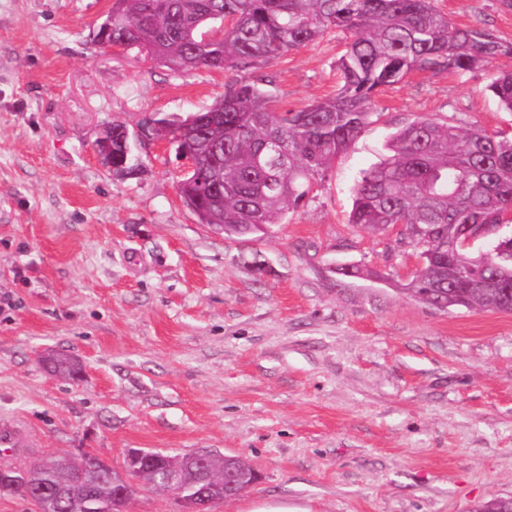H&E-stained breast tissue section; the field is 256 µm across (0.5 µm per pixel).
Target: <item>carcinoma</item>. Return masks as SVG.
I'll list each match as a JSON object with an SVG mask.
<instances>
[{
	"instance_id": "obj_1",
	"label": "carcinoma",
	"mask_w": 512,
	"mask_h": 512,
	"mask_svg": "<svg viewBox=\"0 0 512 512\" xmlns=\"http://www.w3.org/2000/svg\"><path fill=\"white\" fill-rule=\"evenodd\" d=\"M224 23L220 37L208 26ZM346 35L336 61V94L300 109L278 111L255 83L231 81L190 126L156 130L188 155L200 174L221 190L201 196L178 180L181 202L202 224L224 227L229 237L256 236L280 224L290 206L302 202L369 122L372 98L381 88L412 73H463L484 61L512 57V42L482 28L458 25L433 0H115L112 39L138 49L175 70H233L269 64L331 30ZM502 109L512 112V70L488 85ZM114 121L101 137L112 142V164L140 167L124 151ZM388 154L364 172L354 190L349 223L371 230L400 227V239L420 250L421 269L404 290L433 307L452 305L512 313V238L490 254L481 274L492 288L461 285L460 263L468 250L448 243L485 224H506L512 213V139L476 127L462 131L446 123L417 119L391 136ZM50 371L76 377L80 368L57 355ZM232 467L219 454L188 468L189 487L210 472ZM34 496L52 512H117L112 468L82 458L49 463L25 485L0 486L4 494Z\"/></svg>"
}]
</instances>
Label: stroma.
Returning <instances> with one entry per match:
<instances>
[{
	"instance_id": "35a3bbf8",
	"label": "stroma",
	"mask_w": 512,
	"mask_h": 512,
	"mask_svg": "<svg viewBox=\"0 0 512 512\" xmlns=\"http://www.w3.org/2000/svg\"><path fill=\"white\" fill-rule=\"evenodd\" d=\"M458 24L512 42L503 0H436ZM112 0H0V423L24 440L0 462L130 449L238 456L259 482L212 512H474L512 497V315L440 310L405 293L417 250L350 224L354 188L419 118L512 136L465 73L384 87L350 148L283 223L233 239L177 194L176 146L145 119L210 107L233 80L279 109L333 96L346 37L277 61L178 71L93 36ZM142 168L113 176L95 152L112 120ZM355 263L385 282L346 278ZM64 350L78 379L44 365Z\"/></svg>"
}]
</instances>
